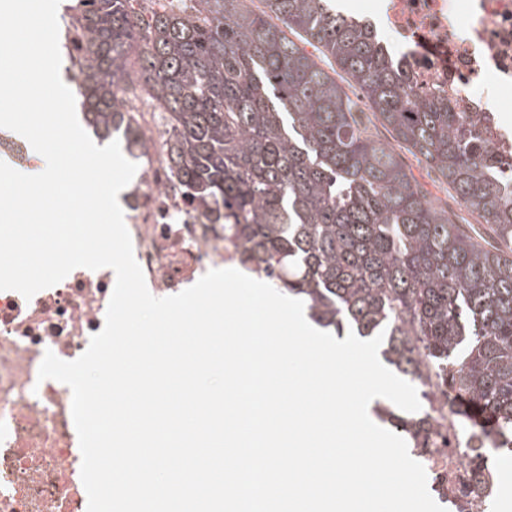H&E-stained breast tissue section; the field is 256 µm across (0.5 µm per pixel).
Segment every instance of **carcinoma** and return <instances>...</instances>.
Returning <instances> with one entry per match:
<instances>
[{
  "label": "carcinoma",
  "mask_w": 512,
  "mask_h": 512,
  "mask_svg": "<svg viewBox=\"0 0 512 512\" xmlns=\"http://www.w3.org/2000/svg\"><path fill=\"white\" fill-rule=\"evenodd\" d=\"M195 0L145 14L130 0H77L66 69L82 123L133 154V118L117 109L130 60L174 132L171 161L239 263L308 303L343 335L387 336L385 360L425 388L477 445L512 447V153L491 148L490 112L424 93L412 65L333 0ZM293 34L297 40L288 38ZM317 43L348 94L300 47ZM372 112L397 145L373 138ZM401 147L488 226L475 240L434 206ZM383 419L419 452L435 420L389 406Z\"/></svg>",
  "instance_id": "1"
}]
</instances>
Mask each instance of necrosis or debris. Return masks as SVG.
I'll return each instance as SVG.
<instances>
[{
  "instance_id": "1",
  "label": "necrosis or debris",
  "mask_w": 512,
  "mask_h": 512,
  "mask_svg": "<svg viewBox=\"0 0 512 512\" xmlns=\"http://www.w3.org/2000/svg\"><path fill=\"white\" fill-rule=\"evenodd\" d=\"M384 35L413 63L418 85L444 87L485 109L474 89L488 79L512 84V0H389ZM119 100L140 134L138 176L124 201L133 253L150 293L166 297L231 261L221 225L191 202L170 158L166 118L142 80ZM113 290L110 268H77L60 283L24 298L0 291V512H87L82 455L70 388L39 380L46 352L77 359L104 324ZM468 440L454 417L435 423L425 467L448 484V512L502 507L491 471L467 464Z\"/></svg>"
}]
</instances>
